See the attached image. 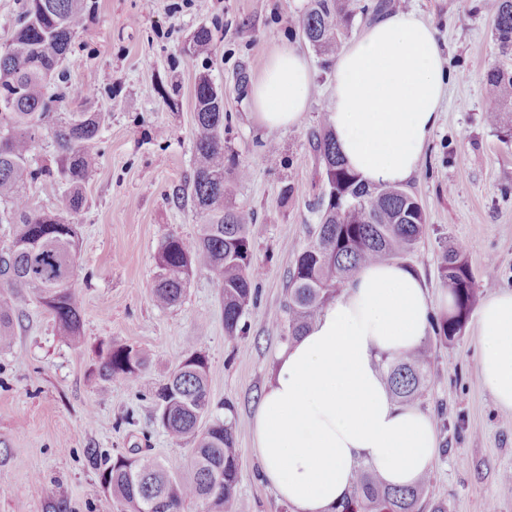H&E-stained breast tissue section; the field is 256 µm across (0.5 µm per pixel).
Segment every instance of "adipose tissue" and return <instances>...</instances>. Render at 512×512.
Returning a JSON list of instances; mask_svg holds the SVG:
<instances>
[{
  "mask_svg": "<svg viewBox=\"0 0 512 512\" xmlns=\"http://www.w3.org/2000/svg\"><path fill=\"white\" fill-rule=\"evenodd\" d=\"M450 78L435 29L412 10L379 14L337 57L327 120L364 183L404 184L417 175ZM313 82L302 54L276 48L250 90L259 125H300ZM431 312L412 269L367 265L279 353L254 436L262 478L292 512H334L363 465L391 486L413 484L430 469L439 453L435 423L393 399L383 361L420 346ZM477 326L480 381L512 409V291L488 298Z\"/></svg>",
  "mask_w": 512,
  "mask_h": 512,
  "instance_id": "1",
  "label": "adipose tissue"
}]
</instances>
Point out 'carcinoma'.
I'll use <instances>...</instances> for the list:
<instances>
[{
    "label": "carcinoma",
    "mask_w": 512,
    "mask_h": 512,
    "mask_svg": "<svg viewBox=\"0 0 512 512\" xmlns=\"http://www.w3.org/2000/svg\"><path fill=\"white\" fill-rule=\"evenodd\" d=\"M492 36L503 57L512 56V0H488ZM85 0H26L10 43L0 47V224L11 230L9 246L0 249V348L13 343L14 299L33 295L52 315L59 335L72 347L83 343L82 298L73 288L79 234L63 213L83 205L82 187L94 176L92 149L100 137V112L52 111L47 86L62 75L75 34L84 27ZM348 0H311L299 21L302 37L322 55L336 53L350 26ZM212 30L202 26L189 42V53L209 50ZM493 97L487 123L512 140V65L498 64L484 73ZM191 197L204 222L195 246L170 233L155 256L152 297L167 308L178 304L197 269L213 275L224 305V335L243 332L240 321L254 299L258 269L253 264V218L228 205L224 176V96L207 76L195 90ZM55 145L53 164L35 166L32 155L43 132ZM322 165L326 193L315 208V239L300 252L288 279V325L283 339L302 335L321 310L364 265L394 262L414 251L426 226L419 201L400 186H368L343 163L329 127L313 136ZM44 177L69 185L62 211L45 212L32 204V187ZM439 273L448 286L447 312L433 322L437 341L450 345L460 336L477 301V288L463 252L443 251ZM431 350L416 348L387 361L386 382L393 397L411 405L425 396ZM148 356L128 345L110 343L97 352L89 379L94 383L136 381ZM154 421L176 442L192 444L185 458L160 460L134 447L110 459L97 448L86 449L87 464L99 474L102 512H184L203 501L209 512H224L236 496L239 449L232 422L201 419L211 412L206 355L189 347L165 382L153 393ZM431 484L425 473L412 486L391 487L375 473L359 469L349 497L335 512H419Z\"/></svg>",
    "instance_id": "cac0c4a2"
}]
</instances>
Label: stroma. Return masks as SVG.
Masks as SVG:
<instances>
[{
	"mask_svg": "<svg viewBox=\"0 0 512 512\" xmlns=\"http://www.w3.org/2000/svg\"><path fill=\"white\" fill-rule=\"evenodd\" d=\"M85 26L66 61L67 79L49 93L58 112H102L93 149L97 175L83 189L80 252L74 286L83 297L76 349L59 337L53 317L25 298L15 303L14 341L0 351V512H98L103 496L83 456L108 455L144 443L162 459L187 454L153 421V392L188 346L208 359L211 415L231 421L240 450L239 483L229 512H291L260 477L253 419L285 342L288 273L318 224L311 205L321 194L311 137L327 120L334 87L297 22L310 0H88ZM438 31L452 80L420 170L407 189L422 204L426 232L405 259L435 303L448 288L438 266L446 244L461 246L475 281L495 265V289L512 290V141L488 125L484 71L500 57L483 0H405ZM214 33L208 56H191L199 26ZM295 46L308 59L314 87L301 125L267 130L252 116L250 88L273 49ZM209 76L224 93V154L234 176L233 202L254 215L253 259L258 297L246 308L236 339L224 337L223 304L211 274L195 271L171 308L151 296L162 239L178 233L194 243L203 222L191 199L176 200L193 175L195 87ZM98 90L91 98L82 88ZM280 149L270 162L268 145ZM246 179H237L238 167ZM469 315L451 345L432 346L423 411L452 412L438 426L443 443L432 466L428 502L448 512H512V411L499 408L478 374L482 338ZM118 342L150 354L135 382L89 383L100 344Z\"/></svg>",
	"mask_w": 512,
	"mask_h": 512,
	"instance_id": "obj_1",
	"label": "stroma"
}]
</instances>
